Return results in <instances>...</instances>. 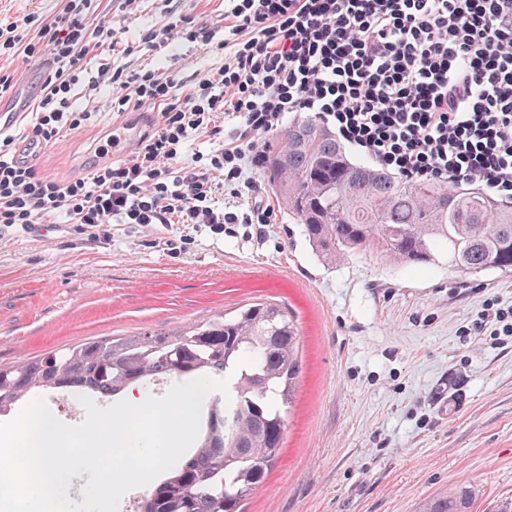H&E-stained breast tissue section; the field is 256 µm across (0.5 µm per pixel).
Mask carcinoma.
I'll return each instance as SVG.
<instances>
[{
    "label": "carcinoma",
    "mask_w": 512,
    "mask_h": 512,
    "mask_svg": "<svg viewBox=\"0 0 512 512\" xmlns=\"http://www.w3.org/2000/svg\"><path fill=\"white\" fill-rule=\"evenodd\" d=\"M270 186L327 263L370 252L396 265L512 272V203L459 183L409 181L353 159L317 117L298 118L268 147ZM301 369L288 309L255 302L176 332L98 337L0 365V416L37 391L114 398L154 382L231 377L229 401L206 396L190 451L132 512H242L283 448L285 415ZM473 493L451 488L420 512H471Z\"/></svg>",
    "instance_id": "1"
}]
</instances>
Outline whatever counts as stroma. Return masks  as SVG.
<instances>
[{"label": "stroma", "instance_id": "35a3bbf8", "mask_svg": "<svg viewBox=\"0 0 512 512\" xmlns=\"http://www.w3.org/2000/svg\"><path fill=\"white\" fill-rule=\"evenodd\" d=\"M69 0H0V22L33 16L41 40ZM85 0L90 47L72 90L91 118L44 146L35 166L59 182L108 166L113 72L172 76L199 90L230 61L233 0ZM176 25L165 51L148 34ZM206 28L210 42H194ZM35 237L0 229V363L102 336L171 331L257 300L286 306L301 372L282 453L246 512H417L427 497L473 487V512L512 503V333L487 321L512 308V273L461 274L447 261L405 267L363 253L328 265L275 206L271 224H69L46 217Z\"/></svg>", "mask_w": 512, "mask_h": 512}]
</instances>
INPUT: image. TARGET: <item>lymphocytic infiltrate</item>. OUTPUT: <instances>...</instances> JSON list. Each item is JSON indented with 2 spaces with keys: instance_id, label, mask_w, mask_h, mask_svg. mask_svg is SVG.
I'll return each instance as SVG.
<instances>
[{
  "instance_id": "1",
  "label": "lymphocytic infiltrate",
  "mask_w": 512,
  "mask_h": 512,
  "mask_svg": "<svg viewBox=\"0 0 512 512\" xmlns=\"http://www.w3.org/2000/svg\"><path fill=\"white\" fill-rule=\"evenodd\" d=\"M232 32H247L201 91L173 98L170 77L111 75L117 111L131 101L162 108L138 152L88 179L58 182L11 157L0 143V224L27 226L65 211L70 223L267 224L265 135L291 112L334 127L372 163L409 180L464 182L512 198V0H238ZM55 66L43 87L35 141L77 126L76 71L103 29L89 28L75 0L45 27ZM228 120L230 138L202 167L170 174L190 134ZM242 184L233 209L222 184Z\"/></svg>"
}]
</instances>
